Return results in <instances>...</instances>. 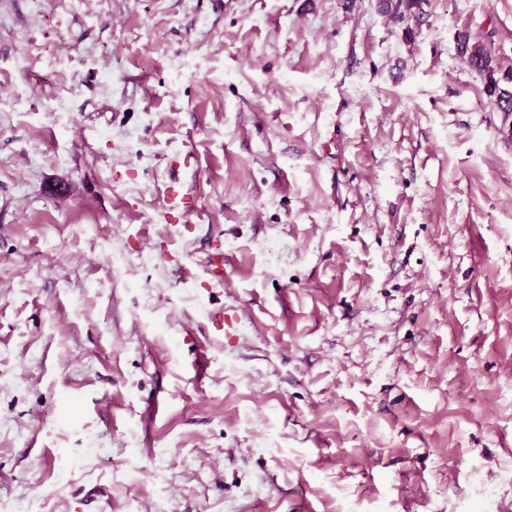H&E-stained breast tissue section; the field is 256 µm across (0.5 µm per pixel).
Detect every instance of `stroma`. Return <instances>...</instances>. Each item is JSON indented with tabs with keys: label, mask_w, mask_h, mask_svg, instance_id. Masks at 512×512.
Instances as JSON below:
<instances>
[{
	"label": "stroma",
	"mask_w": 512,
	"mask_h": 512,
	"mask_svg": "<svg viewBox=\"0 0 512 512\" xmlns=\"http://www.w3.org/2000/svg\"><path fill=\"white\" fill-rule=\"evenodd\" d=\"M464 35L512 74V0H0V512H512V118ZM192 158L190 153H185L175 157L170 163V170L173 176L170 178L166 188V206L164 210L167 220L169 217H174L175 214L186 216L194 209V198L185 189L179 178L180 170L190 167ZM244 318L238 307L223 305L207 313V328L212 336L225 345H232L241 339V325Z\"/></svg>",
	"instance_id": "1"
}]
</instances>
